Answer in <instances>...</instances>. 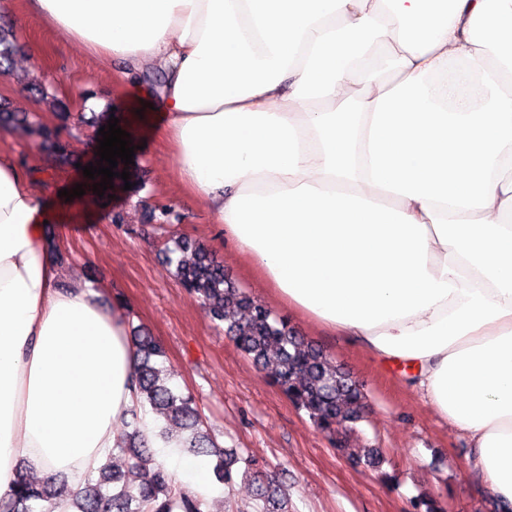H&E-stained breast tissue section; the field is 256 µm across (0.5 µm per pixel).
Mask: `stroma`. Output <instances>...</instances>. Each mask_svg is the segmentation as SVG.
Masks as SVG:
<instances>
[{
	"label": "stroma",
	"instance_id": "1",
	"mask_svg": "<svg viewBox=\"0 0 512 512\" xmlns=\"http://www.w3.org/2000/svg\"><path fill=\"white\" fill-rule=\"evenodd\" d=\"M0 27L16 45L10 72L0 75V108L28 120L24 126L0 122V151L13 155L47 206L49 254L65 282L101 289L104 305L123 302L129 328L163 343L172 383L195 395L223 448L265 462L268 477L288 491V512H414L420 497L436 500L444 512H494L484 479L469 464V438L423 404L398 373L279 303L246 256L225 240L205 205L187 193L171 147L154 131L156 112L146 106V90L160 88L159 73L120 78V63L104 67L79 43L48 30L29 16L27 0H0ZM34 51L40 62L32 71L27 62ZM39 85L50 97L34 110L30 103L39 100ZM84 90L105 108L93 123L83 117ZM113 117L136 147L134 189L114 187L105 203L60 197V190L83 181V166L97 162L98 132ZM41 127L69 142L70 164L41 148ZM158 204L172 210L167 223L150 217ZM184 236L204 245L241 288L287 316L362 386L366 418L347 445L380 449L381 470L355 465L338 451L334 439L295 409L266 370L244 356L199 299L180 286L163 252Z\"/></svg>",
	"mask_w": 512,
	"mask_h": 512
}]
</instances>
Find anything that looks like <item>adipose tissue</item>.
<instances>
[{
    "label": "adipose tissue",
    "mask_w": 512,
    "mask_h": 512,
    "mask_svg": "<svg viewBox=\"0 0 512 512\" xmlns=\"http://www.w3.org/2000/svg\"><path fill=\"white\" fill-rule=\"evenodd\" d=\"M59 35L166 75L181 182L288 306L469 436L512 505V0H28ZM0 153V498L72 490L137 403L122 304L65 284ZM140 429L176 485L205 460Z\"/></svg>",
    "instance_id": "ef3b65f1"
}]
</instances>
